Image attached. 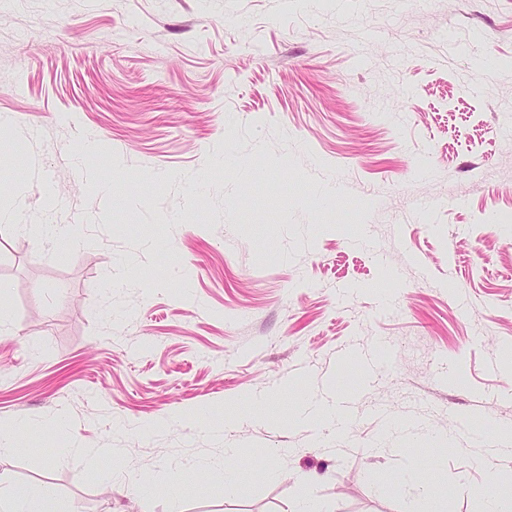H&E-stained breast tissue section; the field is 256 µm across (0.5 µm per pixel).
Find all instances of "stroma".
I'll return each instance as SVG.
<instances>
[{"mask_svg":"<svg viewBox=\"0 0 512 512\" xmlns=\"http://www.w3.org/2000/svg\"><path fill=\"white\" fill-rule=\"evenodd\" d=\"M1 116L0 212L32 221H0L12 483L483 512L512 480V0H0ZM340 390L346 432L299 422Z\"/></svg>","mask_w":512,"mask_h":512,"instance_id":"obj_1","label":"stroma"}]
</instances>
